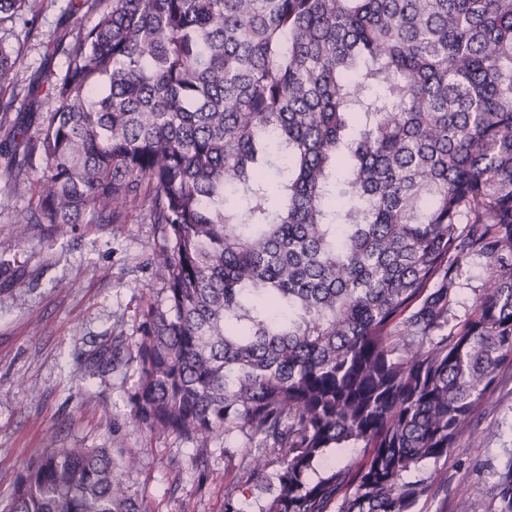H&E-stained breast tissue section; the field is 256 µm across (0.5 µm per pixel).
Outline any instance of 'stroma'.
Returning <instances> with one entry per match:
<instances>
[{
    "instance_id": "1",
    "label": "stroma",
    "mask_w": 512,
    "mask_h": 512,
    "mask_svg": "<svg viewBox=\"0 0 512 512\" xmlns=\"http://www.w3.org/2000/svg\"><path fill=\"white\" fill-rule=\"evenodd\" d=\"M96 19L78 0H44L38 15L0 25V45L18 54L17 84L0 92L13 102L10 126L0 129V168L11 158L4 139L22 147L51 108L50 92L66 68L60 35ZM41 174L37 167L17 184L0 179V512L30 459L49 448L102 447L139 458L129 482L147 512H224L225 496L238 491L245 440L216 439L201 464L192 440L150 433L132 416L142 313L164 297L150 263L153 225L135 215L125 224H79L54 236L35 226L16 238L13 221L34 203ZM489 275L482 256L461 263L454 322L471 314ZM103 348L119 350L121 366L90 371V354ZM511 460L506 366L447 462H424L403 479L432 485L419 512H494L498 474Z\"/></svg>"
}]
</instances>
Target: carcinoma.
I'll list each match as a JSON object with an SVG mask.
<instances>
[{
	"mask_svg": "<svg viewBox=\"0 0 512 512\" xmlns=\"http://www.w3.org/2000/svg\"><path fill=\"white\" fill-rule=\"evenodd\" d=\"M39 3L0 0V24ZM59 48L0 177L45 163L19 239L154 225L135 420L202 457L255 445L224 512H416L430 485L403 474L447 459L512 366V0H112ZM16 64L0 45V92ZM472 253L492 283L450 329ZM136 466L52 448L10 512H144Z\"/></svg>",
	"mask_w": 512,
	"mask_h": 512,
	"instance_id": "1",
	"label": "carcinoma"
}]
</instances>
